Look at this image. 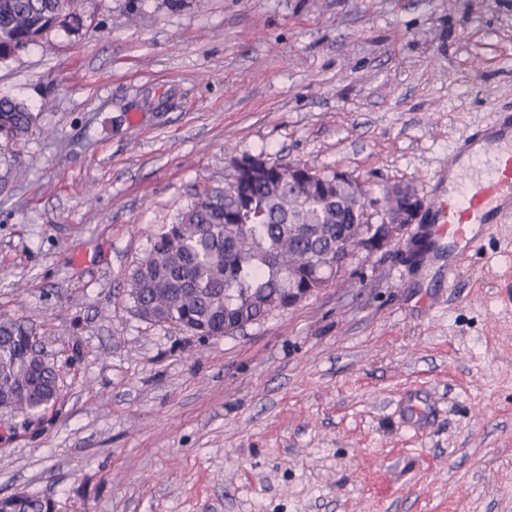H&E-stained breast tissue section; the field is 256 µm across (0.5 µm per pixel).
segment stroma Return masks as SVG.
Wrapping results in <instances>:
<instances>
[{
	"label": "stroma",
	"mask_w": 512,
	"mask_h": 512,
	"mask_svg": "<svg viewBox=\"0 0 512 512\" xmlns=\"http://www.w3.org/2000/svg\"><path fill=\"white\" fill-rule=\"evenodd\" d=\"M0 60V316L54 404L0 424V497L58 512H512V218L457 265L429 214L304 303L199 338L127 276L230 157L448 196L512 113V0H86ZM430 408L418 427L406 396ZM34 115L22 102L0 97V139L6 145L25 141L33 130ZM11 502V508L6 510L7 507L11 505ZM19 503L20 501L16 497L5 496L2 503L0 499V512H13L17 509L24 510L25 512H55L56 508L54 501L37 496H31L26 493L22 498L21 504Z\"/></svg>",
	"instance_id": "35a3bbf8"
}]
</instances>
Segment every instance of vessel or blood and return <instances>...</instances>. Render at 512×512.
Masks as SVG:
<instances>
[{
  "label": "vessel or blood",
  "instance_id": "vessel-or-blood-1",
  "mask_svg": "<svg viewBox=\"0 0 512 512\" xmlns=\"http://www.w3.org/2000/svg\"><path fill=\"white\" fill-rule=\"evenodd\" d=\"M477 148L472 162L451 160L448 181L459 196L453 208L433 205L442 223L438 235L449 236L464 248L476 247L487 229L512 215V113L492 112L481 133L464 138L460 151Z\"/></svg>",
  "mask_w": 512,
  "mask_h": 512
}]
</instances>
